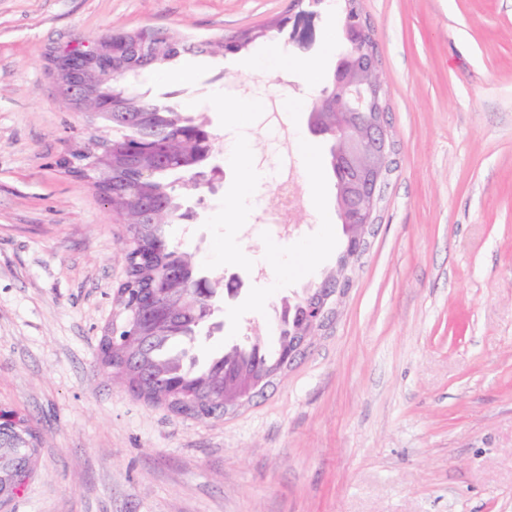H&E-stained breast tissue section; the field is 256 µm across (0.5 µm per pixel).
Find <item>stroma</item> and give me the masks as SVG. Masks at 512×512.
<instances>
[{"instance_id": "obj_1", "label": "stroma", "mask_w": 512, "mask_h": 512, "mask_svg": "<svg viewBox=\"0 0 512 512\" xmlns=\"http://www.w3.org/2000/svg\"><path fill=\"white\" fill-rule=\"evenodd\" d=\"M389 103L391 171L369 248L331 326L273 386L219 418L147 405L98 367L125 278V228L60 161L87 147L85 116L60 100L45 54L117 29L219 39L275 19L293 62L243 68L261 51L187 54L140 76L145 100L242 133L263 157L254 210L233 234L239 180L188 193L192 226L172 244L245 285L199 359L244 337L271 343L282 298L336 268L343 235L326 166L302 177L319 207L275 234L274 141L256 112L224 120L235 87L255 98L328 82L345 48L326 9L291 0H0V406L41 438L34 477L9 512H512V0H361ZM312 244L288 279L274 252Z\"/></svg>"}]
</instances>
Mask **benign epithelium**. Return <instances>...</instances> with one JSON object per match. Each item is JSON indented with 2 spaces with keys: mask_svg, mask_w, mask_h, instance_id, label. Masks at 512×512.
<instances>
[{
  "mask_svg": "<svg viewBox=\"0 0 512 512\" xmlns=\"http://www.w3.org/2000/svg\"><path fill=\"white\" fill-rule=\"evenodd\" d=\"M342 27L350 45L349 53L341 58L332 73L333 92L323 96L320 105L307 114L305 130L314 140L334 139L336 143V174L353 184L351 195L342 208L341 218L349 240L337 261L336 276L321 280L309 289V298L297 315V336L288 345L276 369L263 368L250 383L233 394H224V406L237 408L263 391L285 367L291 365L310 345L312 339L332 320L333 313L344 295L353 286L352 263L368 248L367 228L376 222L381 201V186L390 172V140L386 124L388 105L377 54L368 46L374 39L370 19L360 8L359 0H344ZM112 45L104 35L95 41L77 40L79 58L103 54ZM70 49L54 47L46 55L47 70L55 89H66L70 99L86 107L95 87L112 80V65L74 71L64 59ZM206 164L198 175L208 188H213L223 176L213 151L203 152ZM222 301L234 300L243 287L238 273L223 274ZM186 308L190 316H206L216 299L217 291L211 274L202 271L190 282L183 283ZM17 444L0 438V487L20 471L17 461L10 460L11 449Z\"/></svg>",
  "mask_w": 512,
  "mask_h": 512,
  "instance_id": "7a95c632",
  "label": "benign epithelium"
}]
</instances>
